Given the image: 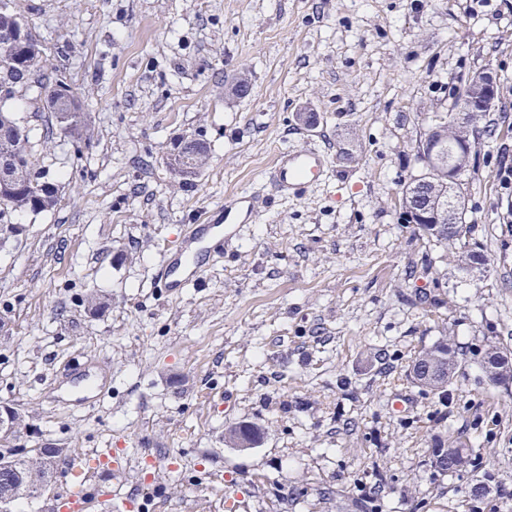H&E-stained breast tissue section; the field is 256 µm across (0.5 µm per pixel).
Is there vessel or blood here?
Segmentation results:
<instances>
[{
    "label": "vessel or blood",
    "mask_w": 512,
    "mask_h": 512,
    "mask_svg": "<svg viewBox=\"0 0 512 512\" xmlns=\"http://www.w3.org/2000/svg\"><path fill=\"white\" fill-rule=\"evenodd\" d=\"M329 160L315 148L277 151L267 169L269 180L282 196H299L326 178ZM263 200L253 191L235 193L225 198L220 210L225 224H251L259 217ZM217 236L215 227L208 220H197L187 225L180 261L169 265L162 286L167 293H174L201 279L206 270L203 257L212 252V240ZM98 487L86 486L84 481L66 485L54 497L53 512H80L91 500H105Z\"/></svg>",
    "instance_id": "obj_1"
}]
</instances>
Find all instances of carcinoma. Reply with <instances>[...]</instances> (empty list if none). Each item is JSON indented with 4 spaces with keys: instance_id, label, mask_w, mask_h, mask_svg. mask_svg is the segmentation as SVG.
Masks as SVG:
<instances>
[{
    "instance_id": "1",
    "label": "carcinoma",
    "mask_w": 512,
    "mask_h": 512,
    "mask_svg": "<svg viewBox=\"0 0 512 512\" xmlns=\"http://www.w3.org/2000/svg\"><path fill=\"white\" fill-rule=\"evenodd\" d=\"M44 49L31 29L12 13L0 9V86L7 84L15 89L29 82L44 94L49 112L57 120L62 134L75 140L91 137V129L84 113L79 111L77 99H72L70 116L73 126L60 123L61 113L56 111L57 88L50 81L45 69ZM15 94L0 97V243L12 238L10 224L5 218L16 211L40 213L54 208L59 202V185L53 182L45 171L35 168L27 150L28 133L18 125L13 113L4 110L7 101ZM442 133L456 141L467 142L475 148L481 128L477 124L463 126L458 122L457 113L450 110L440 122ZM208 151L204 143L188 141L171 154L170 166L185 181L193 180L207 165ZM422 238L448 249L455 242L466 237L468 225L465 209L454 217L451 224H426L421 227ZM458 351L455 346L442 340L422 347L414 356L409 374L413 381L426 391H439L450 382L448 369L455 368ZM433 371L430 378L423 377L422 369ZM482 368L493 383H507L512 380V353L496 345L487 348ZM257 431L248 426L229 430V439L239 445L252 444ZM68 449L60 446L44 448L0 449V498L10 494V502L0 512H22L20 500L40 497L51 483L56 463L65 457ZM436 466L444 473H455L467 467L470 450L463 447L433 449Z\"/></svg>"
}]
</instances>
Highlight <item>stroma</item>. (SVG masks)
I'll list each match as a JSON object with an SVG mask.
<instances>
[{"label":"stroma","instance_id":"35a3bbf8","mask_svg":"<svg viewBox=\"0 0 512 512\" xmlns=\"http://www.w3.org/2000/svg\"><path fill=\"white\" fill-rule=\"evenodd\" d=\"M6 3L92 129L54 134L32 89L10 103L61 188L55 208L12 215L25 231L0 247V406L25 417L12 447L65 446L68 473L125 449L128 469L93 481L144 486L143 512H225L228 495L242 512H512L470 491L477 475L512 484V384L481 366L488 344L512 351V0ZM483 70L498 93L462 186L464 244L487 257L472 272L417 240L400 198L423 171L416 140ZM186 139L210 150L189 183L167 164ZM308 146L329 175L279 196L274 153ZM246 189L267 210L161 296L185 224ZM443 338L459 363L427 392L408 365ZM238 424L260 440L233 447ZM452 441L473 470L434 468Z\"/></svg>","mask_w":512,"mask_h":512}]
</instances>
